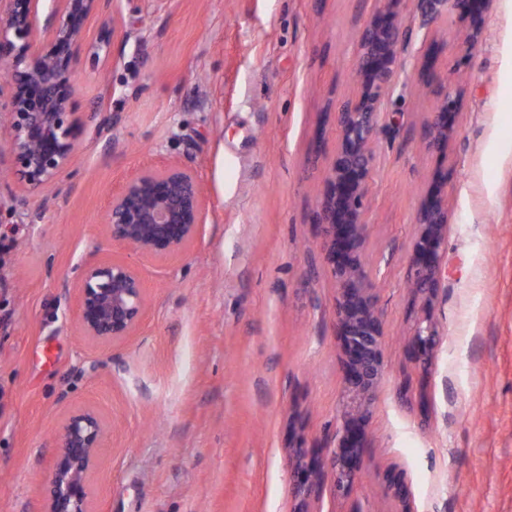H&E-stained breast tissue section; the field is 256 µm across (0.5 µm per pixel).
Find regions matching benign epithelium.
Here are the masks:
<instances>
[{
    "mask_svg": "<svg viewBox=\"0 0 512 512\" xmlns=\"http://www.w3.org/2000/svg\"><path fill=\"white\" fill-rule=\"evenodd\" d=\"M0 13V65L9 88L0 109L7 112L11 136L7 150L19 178L31 189L59 179L69 167L80 123L72 112L76 93V52L84 21L98 0H53L43 17L38 0H7ZM379 0V7L358 33L353 61L356 89L335 113L337 147L312 223L319 228L323 262L336 280V338L342 354L346 395L336 427V448L328 461L305 447L301 437L288 448L294 506L291 512H312L331 483L335 492L349 494L360 481V462L369 447L367 427L385 374V332L378 295L365 264L366 202L376 154L374 137L399 66L408 48L398 5ZM489 0H416L423 22L444 13L457 15L464 64L482 37ZM458 97L442 88L425 132L431 152L443 154L456 133ZM440 173L430 185L417 213L412 244V281L422 301V315L409 341L412 358L428 364L440 339L432 309L442 279V250L448 224ZM205 204L195 173L177 163L140 170L128 179L105 212L112 241L134 247L144 257L169 260L187 249L204 223ZM147 310L143 283L123 260L85 266L77 292V322L91 344L108 346L132 336ZM107 423L94 407L70 412L55 442L44 480L42 512H92L91 476L98 467ZM388 495L398 512H412L402 469L385 475Z\"/></svg>",
    "mask_w": 512,
    "mask_h": 512,
    "instance_id": "1",
    "label": "benign epithelium"
}]
</instances>
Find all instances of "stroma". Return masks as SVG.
I'll return each mask as SVG.
<instances>
[{"instance_id":"stroma-1","label":"stroma","mask_w":512,"mask_h":512,"mask_svg":"<svg viewBox=\"0 0 512 512\" xmlns=\"http://www.w3.org/2000/svg\"><path fill=\"white\" fill-rule=\"evenodd\" d=\"M376 0H100L85 22L67 173L19 180L0 112V512H41L54 439L72 410L110 425L93 512H290L291 433L328 456L344 388L336 283L312 222L336 151L333 113L352 89L357 35ZM403 14L409 45L375 134L366 268L385 327L373 446L349 496L318 512H392L384 476L405 472L415 512H512V0H490L461 78L449 158L428 152L434 96L420 60L435 29ZM178 162L201 184L190 248L149 261L112 242L104 215L142 168ZM449 179L441 341L408 351L415 218ZM120 259L148 299L133 336L105 347L76 320L80 268Z\"/></svg>"}]
</instances>
